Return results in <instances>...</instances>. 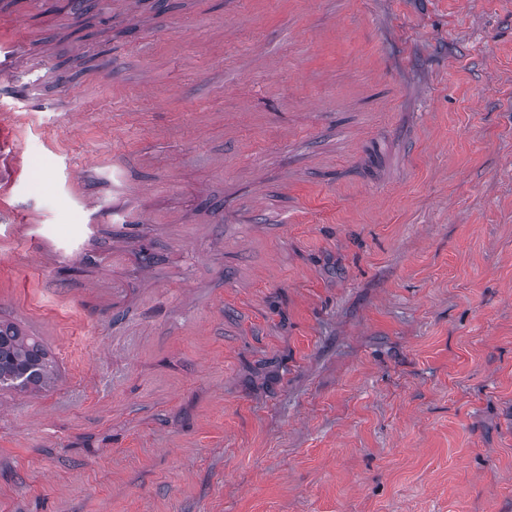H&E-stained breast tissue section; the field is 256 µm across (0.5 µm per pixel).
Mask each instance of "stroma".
Returning a JSON list of instances; mask_svg holds the SVG:
<instances>
[{
    "instance_id": "stroma-1",
    "label": "stroma",
    "mask_w": 512,
    "mask_h": 512,
    "mask_svg": "<svg viewBox=\"0 0 512 512\" xmlns=\"http://www.w3.org/2000/svg\"><path fill=\"white\" fill-rule=\"evenodd\" d=\"M0 0V512H512V0ZM54 376L55 365L47 349L13 324L0 321V389L38 392L48 387Z\"/></svg>"
}]
</instances>
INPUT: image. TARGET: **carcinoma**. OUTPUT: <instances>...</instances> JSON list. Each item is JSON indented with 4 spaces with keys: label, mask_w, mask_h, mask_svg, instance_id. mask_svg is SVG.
Here are the masks:
<instances>
[{
    "label": "carcinoma",
    "mask_w": 512,
    "mask_h": 512,
    "mask_svg": "<svg viewBox=\"0 0 512 512\" xmlns=\"http://www.w3.org/2000/svg\"><path fill=\"white\" fill-rule=\"evenodd\" d=\"M55 365L47 349L20 330L0 321V389L38 392L54 380Z\"/></svg>",
    "instance_id": "obj_1"
}]
</instances>
